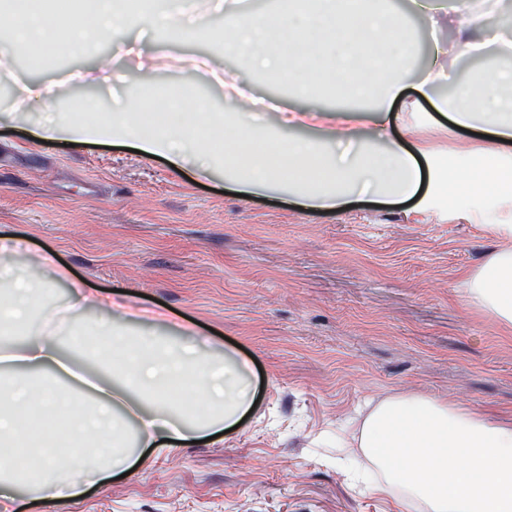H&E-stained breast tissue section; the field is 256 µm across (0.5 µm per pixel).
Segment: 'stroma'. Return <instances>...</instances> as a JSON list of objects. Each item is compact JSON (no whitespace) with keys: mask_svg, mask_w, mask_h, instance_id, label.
I'll return each mask as SVG.
<instances>
[{"mask_svg":"<svg viewBox=\"0 0 512 512\" xmlns=\"http://www.w3.org/2000/svg\"><path fill=\"white\" fill-rule=\"evenodd\" d=\"M389 6L413 28L414 51L387 134L410 151L426 149L421 166L438 175L409 201L308 208L284 181L244 197L231 169H200L206 142L176 167L121 139L72 147L34 140L41 109L13 105L26 81L59 79L61 102L73 101L83 91L68 86V71L110 55L109 46L50 67L28 58L0 64V234L21 240L17 253H0V266L51 281V301L61 305L70 288L39 264L53 253L87 291L121 290L189 321L215 356L238 345L260 383L237 430L176 450L144 449L128 476L111 475L61 502L0 499V512H404L354 491L335 448L318 437L335 434L365 398L398 392L512 417V327L460 291L501 244L495 227L512 224V201L467 198L446 186L472 148L494 145L511 158L512 143L437 112L493 69L497 50L512 47V0H498L486 22L448 0H437L430 19L411 0ZM208 7L199 0L206 39L130 29L142 39L140 54L111 55L112 89L94 97L108 107L147 88L189 89L231 121L242 94L302 106L277 75L251 73L245 59L224 53L225 18ZM488 23L499 30L498 46L480 58L455 56L454 81L433 101L420 98L415 87L434 43L483 42Z\"/></svg>","mask_w":512,"mask_h":512,"instance_id":"35a3bbf8","label":"stroma"}]
</instances>
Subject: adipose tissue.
Here are the masks:
<instances>
[{
    "instance_id": "1",
    "label": "adipose tissue",
    "mask_w": 512,
    "mask_h": 512,
    "mask_svg": "<svg viewBox=\"0 0 512 512\" xmlns=\"http://www.w3.org/2000/svg\"><path fill=\"white\" fill-rule=\"evenodd\" d=\"M143 20L122 0H85L81 12L0 11V58L15 45L74 48L78 41H120ZM152 24L171 34H208L194 0H163ZM410 31L404 17L379 11L369 0H280L277 9L251 14L237 9L224 27V48L246 56L251 68L288 76L302 94L328 87L338 97L363 91L372 73H405ZM466 104L451 114L459 126H483L512 139V54L501 53L484 80L461 92ZM57 93L41 84L26 91V105L41 107L37 140L84 142L129 139L148 156L181 165L198 137L213 134L219 118L200 104L174 100L167 129L146 130L147 112L114 110L89 119L96 106L75 101L79 120L63 122ZM390 114L374 116L375 138L353 141L343 125L326 142L293 138L277 145L242 123L225 128L224 147L245 169L242 191L266 189L273 172L300 180L299 200L309 208H339L354 192L410 199L423 183L417 156L384 134ZM451 191L512 200V165L492 148L471 154L448 178ZM468 301L512 326V247L491 252L463 284ZM59 312L33 288L29 272L0 267V497L24 487L40 501L76 496L82 480L120 470L135 448L178 446L241 424L252 409L256 383L238 353L208 355L199 341L129 336L104 324L81 331L63 349L52 327ZM360 424L336 431V445L355 463L373 492L415 512H512V419L481 408L415 392L367 399ZM137 421L128 442L122 419Z\"/></svg>"
}]
</instances>
